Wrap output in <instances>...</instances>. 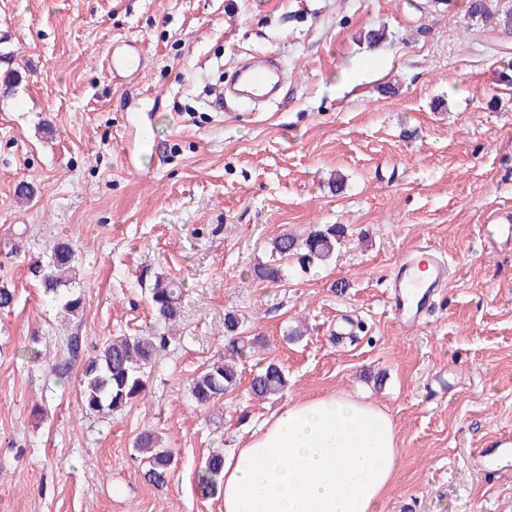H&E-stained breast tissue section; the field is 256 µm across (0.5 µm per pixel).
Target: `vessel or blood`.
I'll list each match as a JSON object with an SVG mask.
<instances>
[{
  "label": "vessel or blood",
  "instance_id": "vessel-or-blood-1",
  "mask_svg": "<svg viewBox=\"0 0 512 512\" xmlns=\"http://www.w3.org/2000/svg\"><path fill=\"white\" fill-rule=\"evenodd\" d=\"M112 74H137L143 65V53L131 44L113 47L107 56ZM239 82L246 95L276 93L278 84L266 58H253L243 64ZM486 240L493 246L512 241V215L500 214L487 227ZM447 277V266L431 245H420L395 267L389 280L388 300L400 328L411 331L419 327L424 314ZM512 452V438L500 437L471 457L469 466L484 478L497 476L496 461Z\"/></svg>",
  "mask_w": 512,
  "mask_h": 512
}]
</instances>
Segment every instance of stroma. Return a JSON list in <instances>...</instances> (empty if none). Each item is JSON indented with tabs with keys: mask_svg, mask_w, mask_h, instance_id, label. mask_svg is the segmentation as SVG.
<instances>
[{
	"mask_svg": "<svg viewBox=\"0 0 512 512\" xmlns=\"http://www.w3.org/2000/svg\"><path fill=\"white\" fill-rule=\"evenodd\" d=\"M469 0H0V512H222L195 477L270 416L323 393L366 398L398 433L382 512H512V475L469 468L512 436V247L484 226L512 211V35ZM382 40L368 44L369 31ZM139 44L140 75L99 61ZM270 53L275 101L218 110L238 61ZM153 127L155 148L140 132ZM344 178L342 189L331 174ZM34 189L20 201V183ZM320 224L348 234L331 260L282 261L256 280L268 241ZM75 252L82 316L62 320L31 273L57 240ZM21 252H13L15 242ZM429 242L448 283L421 326L387 299L397 262ZM183 286L181 317L155 319L150 289ZM345 281L344 292L335 284ZM260 337L237 388L198 406L190 383L218 358L224 316ZM349 335H337L340 323ZM165 334L147 391L107 418L82 413L80 359L114 336ZM288 376L249 391L267 363ZM157 434L175 457L164 488L131 456ZM284 370L273 363L255 374L250 382V392L258 400H266L279 395L287 386Z\"/></svg>",
	"mask_w": 512,
	"mask_h": 512,
	"instance_id": "stroma-1",
	"label": "stroma"
}]
</instances>
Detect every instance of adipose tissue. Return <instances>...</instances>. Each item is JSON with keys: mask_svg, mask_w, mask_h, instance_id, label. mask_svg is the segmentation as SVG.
I'll return each mask as SVG.
<instances>
[{"mask_svg": "<svg viewBox=\"0 0 512 512\" xmlns=\"http://www.w3.org/2000/svg\"><path fill=\"white\" fill-rule=\"evenodd\" d=\"M398 452L377 406L335 393L297 400L225 456L223 512H378Z\"/></svg>", "mask_w": 512, "mask_h": 512, "instance_id": "1", "label": "adipose tissue"}]
</instances>
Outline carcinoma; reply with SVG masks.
<instances>
[{"mask_svg":"<svg viewBox=\"0 0 512 512\" xmlns=\"http://www.w3.org/2000/svg\"><path fill=\"white\" fill-rule=\"evenodd\" d=\"M492 0H469L470 18L483 20L496 18V25L502 29L512 26V0L497 3L496 13H491ZM343 224H324L311 231L306 237L283 232L270 239L272 262L254 266V276L261 281L276 282L282 277V269L276 265L279 259L295 258L304 267L314 261L329 259L336 246L346 237ZM74 252L65 241L55 244L47 263L37 264L33 274L39 280L45 294L56 300L61 287L68 285L74 271ZM150 300L156 319L165 323L175 322L181 313L180 286L167 277L155 279L150 291ZM168 339L161 335L115 336L104 342L98 353L82 365V406L86 414L106 417L125 408L132 400L146 392V369L155 363L164 352ZM259 340L241 335L239 320L233 313L224 315V352L205 372L195 378L191 395L200 406L212 402L233 391L240 380L237 360L243 353L253 350ZM79 345L70 344V359H62L52 365L57 380L68 379L72 370V359L78 357ZM284 370L273 363L255 374L250 382V392L258 400L279 395L287 386ZM136 459L143 467L144 479L159 489L166 486L171 478L174 458L171 450L163 447L152 432L140 434L134 442ZM224 455L209 456L204 467L198 471L196 487L203 497L213 496L223 478Z\"/></svg>","mask_w":512,"mask_h":512,"instance_id":"1","label":"carcinoma"}]
</instances>
